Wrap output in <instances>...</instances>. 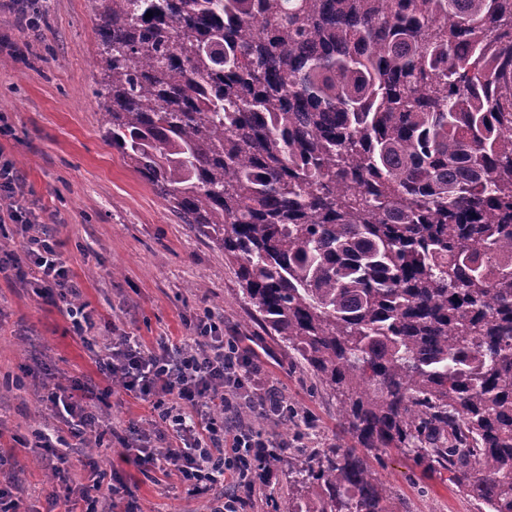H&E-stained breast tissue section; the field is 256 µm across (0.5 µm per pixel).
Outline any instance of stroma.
Listing matches in <instances>:
<instances>
[{"label": "stroma", "mask_w": 512, "mask_h": 512, "mask_svg": "<svg viewBox=\"0 0 512 512\" xmlns=\"http://www.w3.org/2000/svg\"><path fill=\"white\" fill-rule=\"evenodd\" d=\"M43 21L30 25L17 0H0V160L11 159L30 203L50 234L92 311L94 336L120 334L153 345L158 337L189 335V323L211 312L237 337L261 376L287 400L292 414L243 419L287 441L289 449L351 448L355 440L337 417V400L288 349L267 336L239 288L234 269L207 238L180 217L112 148L103 134L96 95L97 19L93 0H38ZM61 301L0 275V474L13 477L14 512H47L49 497L67 490L52 476L42 449L22 447L34 430L58 426L41 397L54 376L92 380L110 389L100 429L128 420L153 430L148 403L109 387L90 345L75 336ZM95 457L105 474L119 473L120 494L99 499L98 512H210L208 495L190 497L177 476L142 473L119 453L72 449L73 485L87 484L83 467ZM373 466L393 495L395 512H478L447 476L432 475L412 456L391 448ZM243 512H288V478L240 487Z\"/></svg>", "instance_id": "obj_1"}]
</instances>
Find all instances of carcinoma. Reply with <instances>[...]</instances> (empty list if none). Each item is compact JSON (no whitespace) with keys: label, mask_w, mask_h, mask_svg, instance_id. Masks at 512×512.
Returning <instances> with one entry per match:
<instances>
[{"label":"carcinoma","mask_w":512,"mask_h":512,"mask_svg":"<svg viewBox=\"0 0 512 512\" xmlns=\"http://www.w3.org/2000/svg\"><path fill=\"white\" fill-rule=\"evenodd\" d=\"M95 9L105 138L364 448L276 457L291 512H393L387 448L512 512V0Z\"/></svg>","instance_id":"carcinoma-1"}]
</instances>
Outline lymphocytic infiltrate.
I'll use <instances>...</instances> for the list:
<instances>
[{"instance_id":"f902f5d3","label":"lymphocytic infiltrate","mask_w":512,"mask_h":512,"mask_svg":"<svg viewBox=\"0 0 512 512\" xmlns=\"http://www.w3.org/2000/svg\"><path fill=\"white\" fill-rule=\"evenodd\" d=\"M5 221L21 225L25 261L8 264L0 258V273L11 269L20 277L24 265L34 266L33 285L39 294L66 299L64 314L73 333L86 336L94 325L93 315L86 306L69 302L78 286L60 259L58 242L39 232L36 214L24 206L1 211L0 223ZM95 364L105 379L121 381L126 391L151 402L161 422L152 435L133 421L113 430L124 459L176 472L192 495L208 493L228 478L245 487L268 481L271 459L285 443L243 424L238 409L245 404L259 418L282 419L288 415V403L278 392L260 391L259 365L235 337L223 334L211 313L197 316L191 336L177 343L165 336L148 347L132 336L110 337ZM44 400L56 409L71 437L103 448L97 425L105 393L58 376ZM152 437L157 447H149Z\"/></svg>"}]
</instances>
